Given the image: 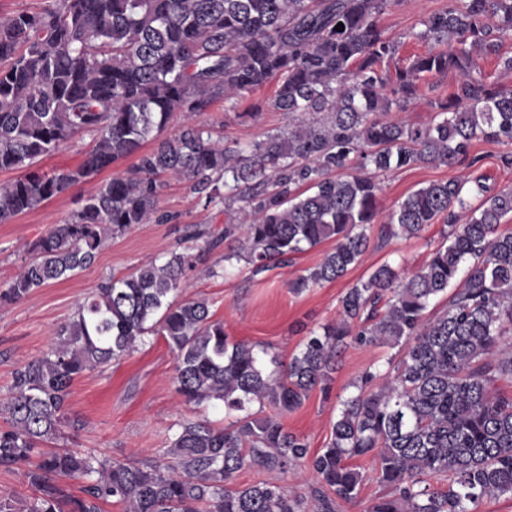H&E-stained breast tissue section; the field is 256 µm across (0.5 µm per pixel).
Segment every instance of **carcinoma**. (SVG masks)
<instances>
[{
	"mask_svg": "<svg viewBox=\"0 0 512 512\" xmlns=\"http://www.w3.org/2000/svg\"><path fill=\"white\" fill-rule=\"evenodd\" d=\"M392 0H51L39 12L0 22V224L37 210L120 159L133 168L89 194L81 208L33 244V256L0 291L12 302L88 268L106 240L135 224H163L164 179L190 182L204 206L238 200L239 251L252 274L332 242L315 267L290 282L301 294L337 280L370 247L379 187L370 172L420 163L473 167L477 138L512 144V90L475 75L474 54L512 40V0H448L424 21V38L445 49L390 70L397 46L379 17ZM343 23L344 30L335 26ZM460 75L423 127L382 115L402 111L428 76ZM278 81L272 106L301 118L246 148L187 124L161 132L178 113L205 112ZM78 133L96 135L75 168L30 170ZM432 182L406 196L383 224L387 237H416L446 223L443 241L418 270L382 264L347 289L338 317L310 331L283 365L265 346L234 341L204 299H176L187 252L114 277L85 299L42 357L16 370L0 427V468H27L28 501L0 499V512H337L354 503L370 457L391 494L370 512H477L488 497L512 495V188L487 194L474 180ZM445 300L433 315L430 304ZM160 336L174 355V393L223 407L229 424L184 422L164 455L138 464L92 453L43 450L70 422L74 381ZM389 346L386 368L365 371L339 402L326 446L310 454L279 413L315 389L331 390L340 352ZM258 409H253V406ZM272 412H266V409ZM308 465L316 486L233 485L244 466L285 472ZM85 482L82 495L59 481Z\"/></svg>",
	"mask_w": 512,
	"mask_h": 512,
	"instance_id": "cac0c4a2",
	"label": "carcinoma"
}]
</instances>
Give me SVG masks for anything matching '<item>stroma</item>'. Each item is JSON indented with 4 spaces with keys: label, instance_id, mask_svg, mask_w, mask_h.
Here are the masks:
<instances>
[{
    "label": "stroma",
    "instance_id": "stroma-1",
    "mask_svg": "<svg viewBox=\"0 0 512 512\" xmlns=\"http://www.w3.org/2000/svg\"><path fill=\"white\" fill-rule=\"evenodd\" d=\"M447 3L448 0H396L388 7L380 23L398 47L399 64H407L429 50V43L418 37L421 21ZM458 81L455 73L435 77V91L424 92L408 104L399 112V119L415 126L427 125L436 110L435 98L448 96ZM276 90V84L271 82L237 100H217L207 112L196 116L176 114L166 132L174 134L182 125L193 122L210 129L225 145L247 146L287 125V116L271 104ZM509 151L512 146L479 139L472 148L480 158L474 167L449 168L425 163L377 174L381 187L379 211L388 214L411 192L458 176L484 177L486 185L494 191L512 186V167H504L500 161L501 155ZM133 163L130 157L120 160L93 180L49 200L42 208L0 224V283L15 276L32 244L52 225L62 223L78 209L83 197L113 175L125 173ZM159 206L171 214L170 222L134 225L107 240L89 268L35 289L17 302L0 303V405L10 396L15 371L51 348L57 329L72 318L79 304L95 293L102 282L129 274L167 251L180 248L190 225L219 231L238 218L237 204L204 206L184 182L174 179L167 180ZM443 229L444 223L439 220L420 237L384 239L379 226H372L370 247L358 265L344 277L299 295L290 290V281L316 266L325 246L297 255L293 264L254 276L245 262L225 266L224 255L235 245L234 240L228 239L197 261L178 296L206 300L231 339L266 345L270 353L286 362L298 351L309 330L335 321L338 300L347 288L386 262L408 273L422 267L441 241ZM391 353L388 347L353 344L345 348L335 373L334 398L327 400L320 391H313L300 408L282 414V423L289 431L304 436L311 451L323 448L338 414V397L352 393L358 376ZM174 366V356L164 339L151 336L119 361L85 372L71 387L68 409L72 423L64 427L54 449L87 450L104 459L144 463L168 448L181 422L206 417L215 425H223L222 408L203 410L180 402L172 386ZM261 481L303 492L314 478L301 463L285 473L246 466L233 477L238 486Z\"/></svg>",
    "mask_w": 512,
    "mask_h": 512
}]
</instances>
